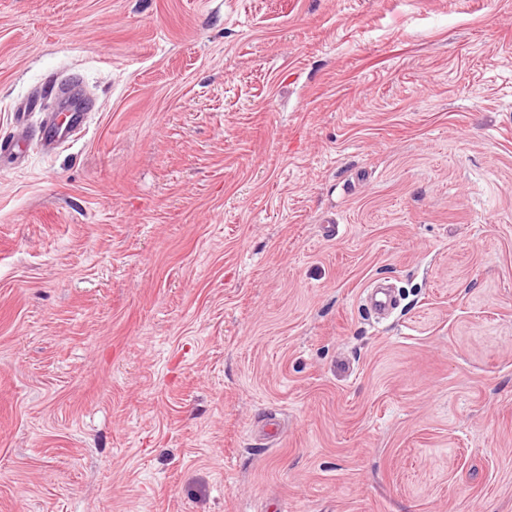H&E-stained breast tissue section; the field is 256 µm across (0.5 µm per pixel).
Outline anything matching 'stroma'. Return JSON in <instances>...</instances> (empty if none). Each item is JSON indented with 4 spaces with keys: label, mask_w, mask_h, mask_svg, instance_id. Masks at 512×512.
Returning <instances> with one entry per match:
<instances>
[{
    "label": "stroma",
    "mask_w": 512,
    "mask_h": 512,
    "mask_svg": "<svg viewBox=\"0 0 512 512\" xmlns=\"http://www.w3.org/2000/svg\"><path fill=\"white\" fill-rule=\"evenodd\" d=\"M69 74L0 157V512H512V0H0V137ZM84 112H63L51 116L43 122L39 131V141L46 149L71 139L74 132L83 125Z\"/></svg>",
    "instance_id": "stroma-1"
}]
</instances>
